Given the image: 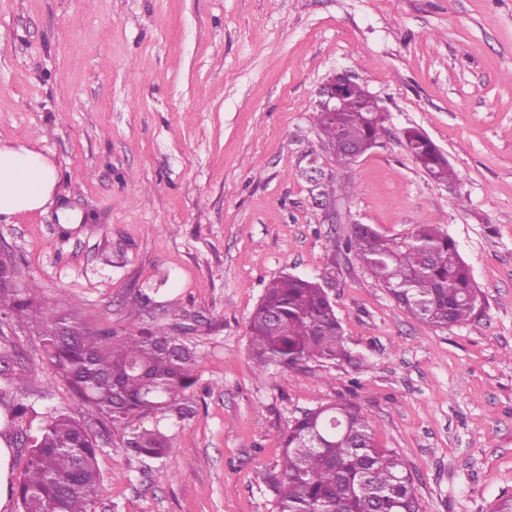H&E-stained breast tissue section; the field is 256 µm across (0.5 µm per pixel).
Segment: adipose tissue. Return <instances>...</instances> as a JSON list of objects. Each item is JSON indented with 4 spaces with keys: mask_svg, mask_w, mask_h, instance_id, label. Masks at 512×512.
<instances>
[{
    "mask_svg": "<svg viewBox=\"0 0 512 512\" xmlns=\"http://www.w3.org/2000/svg\"><path fill=\"white\" fill-rule=\"evenodd\" d=\"M57 183L55 166L35 144L0 146V217L42 209Z\"/></svg>",
    "mask_w": 512,
    "mask_h": 512,
    "instance_id": "ef3b65f1",
    "label": "adipose tissue"
}]
</instances>
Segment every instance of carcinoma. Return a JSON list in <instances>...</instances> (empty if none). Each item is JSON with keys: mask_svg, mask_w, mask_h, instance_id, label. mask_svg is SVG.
<instances>
[{"mask_svg": "<svg viewBox=\"0 0 512 512\" xmlns=\"http://www.w3.org/2000/svg\"><path fill=\"white\" fill-rule=\"evenodd\" d=\"M365 96L363 86H353L343 111L318 113L329 144L346 139L366 152L377 144L383 117L367 111ZM403 138L421 169L440 182L453 179L447 157L428 136L407 128ZM345 248L418 321L443 329L484 312V295L456 242L433 225L417 224L409 235L390 238L371 224H353ZM0 270V313L11 322L35 324L47 361L100 426L94 434L70 413L41 414L15 495L22 512H95L105 491L99 439L114 430L130 456H174L160 422L145 419L159 414L184 420L194 414L186 392L199 381L198 356L171 334L179 322L124 336L93 331L75 314L45 308L27 296L14 261L0 258ZM338 278L333 258L314 279L285 274L269 282L247 325L258 373L271 365L292 368L312 358L349 357L326 288ZM27 415H38L34 405L0 387V433ZM263 482L272 512H419L407 464L396 451L378 447L370 417L350 402L295 419L280 460Z\"/></svg>", "mask_w": 512, "mask_h": 512, "instance_id": "cac0c4a2", "label": "carcinoma"}]
</instances>
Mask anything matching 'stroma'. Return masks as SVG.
<instances>
[{"label": "stroma", "instance_id": "35a3bbf8", "mask_svg": "<svg viewBox=\"0 0 512 512\" xmlns=\"http://www.w3.org/2000/svg\"><path fill=\"white\" fill-rule=\"evenodd\" d=\"M341 70L385 115L344 167L316 112ZM408 127L455 183L415 164ZM33 139L58 185L0 220V257L95 330L183 314L199 355L197 411L168 430L177 455L103 446L95 512H272L261 474L289 424L339 402L406 460L420 512H490L512 493V0H0V145ZM312 158L334 190L325 207ZM354 224L440 228L484 316L446 329L408 316L341 249ZM330 261L350 360L256 375L246 329L266 284ZM0 354L11 393L79 410L32 327L0 325Z\"/></svg>", "mask_w": 512, "mask_h": 512}]
</instances>
